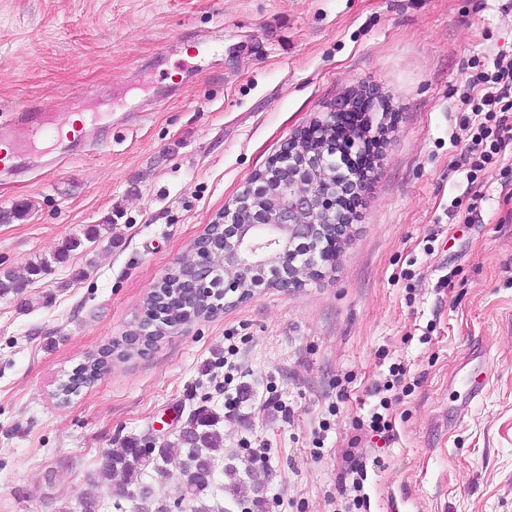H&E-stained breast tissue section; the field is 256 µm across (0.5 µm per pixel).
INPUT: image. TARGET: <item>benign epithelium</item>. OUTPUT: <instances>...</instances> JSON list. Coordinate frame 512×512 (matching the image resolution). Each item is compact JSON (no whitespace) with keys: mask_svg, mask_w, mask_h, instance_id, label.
<instances>
[{"mask_svg":"<svg viewBox=\"0 0 512 512\" xmlns=\"http://www.w3.org/2000/svg\"><path fill=\"white\" fill-rule=\"evenodd\" d=\"M373 92L366 89L344 98L326 116L294 137L262 172L226 206L216 228L207 230L194 244L197 260L190 264L191 289L173 296L156 287L150 295L158 314L173 304L183 309L185 321L198 317L196 298L211 295L207 315L228 305L226 297L238 293L236 301L251 296L238 291L241 281L264 274L256 286L299 288L336 253L349 236L352 219L344 200L361 184L341 176L336 163V125L344 112L369 110ZM373 124L355 127L345 135L342 154L375 140ZM153 317L143 318L130 348L144 350L145 337L153 333Z\"/></svg>","mask_w":512,"mask_h":512,"instance_id":"obj_1","label":"benign epithelium"}]
</instances>
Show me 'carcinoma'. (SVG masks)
I'll list each match as a JSON object with an SVG mask.
<instances>
[{"label":"carcinoma","mask_w":512,"mask_h":512,"mask_svg":"<svg viewBox=\"0 0 512 512\" xmlns=\"http://www.w3.org/2000/svg\"><path fill=\"white\" fill-rule=\"evenodd\" d=\"M189 275L190 270L185 267L176 269L170 273L165 288L173 295L179 293L185 288ZM29 283L27 278L3 272L0 274V296L19 294ZM99 368L100 363L95 360L81 366L75 371L74 377L62 385V389L68 393L92 383ZM218 422V417L200 409L190 416L186 423L187 430L173 442L163 441L150 445L145 439H130L120 451L107 456L100 476L110 480L112 475L122 473L124 482L118 486L116 496L138 497L140 506L137 512H171L169 505L153 498L151 487L143 481V476L152 472L159 477H167L173 467L179 470L181 476L180 497L175 504L176 508L184 506L188 512H230L224 506L210 504V499L215 495L217 460L224 451ZM224 473L233 479L234 504L256 501V475L249 474L247 479H240L232 466L225 467ZM132 485L135 486L133 491L129 490Z\"/></svg>","instance_id":"obj_1"}]
</instances>
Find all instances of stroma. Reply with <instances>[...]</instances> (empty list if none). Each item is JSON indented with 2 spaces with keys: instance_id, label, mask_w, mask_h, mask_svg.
I'll list each match as a JSON object with an SVG mask.
<instances>
[{
  "instance_id": "obj_1",
  "label": "stroma",
  "mask_w": 512,
  "mask_h": 512,
  "mask_svg": "<svg viewBox=\"0 0 512 512\" xmlns=\"http://www.w3.org/2000/svg\"><path fill=\"white\" fill-rule=\"evenodd\" d=\"M502 54L512 0H0V129L89 119L81 148L20 145L0 173V271L53 263L0 296V512H77L86 493L135 512L99 481L105 457L175 440L202 407L225 464L268 473L256 512H343L357 454L359 512H512V152L474 178L457 164L468 82ZM368 87L383 130L334 268L112 353L254 173ZM231 344L245 396L229 409ZM399 364L410 389L382 437L373 388ZM45 112H20L17 114L15 123L17 125L24 126L28 132L29 138L33 141L42 140L44 138H50L54 135L56 130L60 134V129L54 127L48 129L45 126ZM100 367L99 361L93 360L90 363L88 362L86 365L78 368L74 373V377L69 378L68 383L63 384L61 389L72 394L78 388L92 383L96 379ZM71 388L73 390H70Z\"/></svg>"
}]
</instances>
